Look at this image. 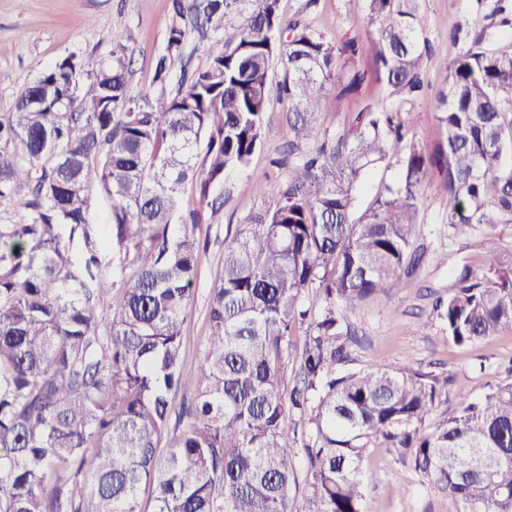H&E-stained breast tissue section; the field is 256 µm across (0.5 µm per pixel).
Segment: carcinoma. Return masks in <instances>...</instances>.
Listing matches in <instances>:
<instances>
[{
  "mask_svg": "<svg viewBox=\"0 0 512 512\" xmlns=\"http://www.w3.org/2000/svg\"><path fill=\"white\" fill-rule=\"evenodd\" d=\"M364 5L383 95L354 129L310 149L325 86L350 94L363 76L338 71L355 44L285 18L279 0H171L153 97L129 91L132 51L114 38L92 66L60 58L0 113V205L13 208L0 222V512H296L300 456L304 512H367L359 464L379 439L445 494L447 512H512V365L431 426L448 379L355 370L364 336L348 319L417 272L431 178L455 235L512 223V51L475 37L437 92L442 138L409 145L394 114L425 89L424 0ZM193 34L218 49L191 69ZM273 97L288 104L292 139L275 160L288 176L275 208L225 241L209 335L188 374L183 329L205 208L225 172L262 147ZM394 155L396 182L354 218L362 180ZM188 183L199 207L184 211ZM98 193L113 202L110 234L94 220ZM76 236L80 259L64 244ZM108 247L110 272L99 258ZM311 289L318 307L305 303ZM437 323L461 347L512 329V261L490 251L480 272L458 271L421 328ZM181 392L193 398L176 411Z\"/></svg>",
  "mask_w": 512,
  "mask_h": 512,
  "instance_id": "cac0c4a2",
  "label": "carcinoma"
}]
</instances>
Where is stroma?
<instances>
[{"label":"stroma","instance_id":"1","mask_svg":"<svg viewBox=\"0 0 512 512\" xmlns=\"http://www.w3.org/2000/svg\"><path fill=\"white\" fill-rule=\"evenodd\" d=\"M503 13H495L496 4ZM170 0H0V113L10 111L17 92L30 84L43 69L61 56L77 53L94 62L108 55L112 40L128 39L133 49L130 88L136 94H152L154 62L167 44ZM286 17L307 20L336 44L356 40L355 67L364 75L356 93L339 95L327 86L319 115V132L335 137L353 124L364 100L381 94L373 72L368 32L369 18L360 0H281ZM424 27L431 44L426 80L430 92L408 106L416 119L406 126L408 142L430 145L442 135L437 119L436 90L448 84V67L467 48L466 40L450 37L455 28L475 34L486 32V47L512 48V0H426ZM286 107L271 101L266 113L264 146L249 168L226 172L222 185L212 190L219 206L207 213L200 229L198 276L189 301L185 324V369L194 371L208 336L207 303L224 251L225 239L233 237L245 218L274 207L275 187L286 175L272 167L290 131L284 118ZM268 173L265 192L256 191L251 175ZM448 199L438 179L424 186L418 242L424 256L417 273L401 293L380 296L363 305L353 316L366 336L354 355V366L370 370L378 366L399 369L411 366L451 377L450 399L444 411L455 412L456 398H477L502 367L512 361V331L459 347L448 341L441 326L428 332L417 329L429 317L437 297L452 293L456 271L468 266L480 270L489 250L512 257V223L494 230L477 229L466 237L453 234L446 223ZM360 470L369 512H446L440 491L423 483L396 462L382 442H372Z\"/></svg>","mask_w":512,"mask_h":512}]
</instances>
